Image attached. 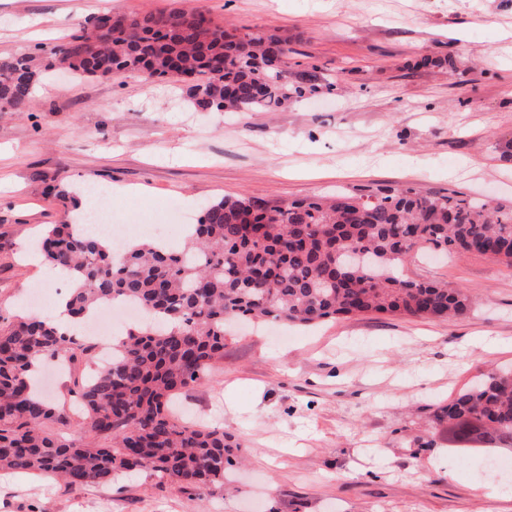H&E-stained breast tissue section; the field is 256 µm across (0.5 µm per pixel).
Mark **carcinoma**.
Returning a JSON list of instances; mask_svg holds the SVG:
<instances>
[{"label":"carcinoma","instance_id":"carcinoma-1","mask_svg":"<svg viewBox=\"0 0 512 512\" xmlns=\"http://www.w3.org/2000/svg\"><path fill=\"white\" fill-rule=\"evenodd\" d=\"M96 15L41 59L0 56V112L28 111L37 85L57 70L74 78L136 73L164 79L179 67L202 112H273L316 93L320 69L290 71L298 36L227 28L202 11ZM180 250L145 242L120 260L69 223L42 238L44 258L76 284L72 316L120 299L150 319L112 344V361L76 378L68 394L85 415L71 441L47 432L70 408L39 395L26 375L35 356L87 364L97 343L37 316L0 325V471L44 473L70 487L150 471L184 489L222 488L239 444L219 428L178 420L169 403L224 359L227 319L313 325L368 314L441 320L466 314L461 289L403 274L415 251L477 254L512 266V208L463 192L409 186L283 203L227 196L203 207ZM456 422V447L474 450L473 426L489 448L512 444V369L459 392L441 408Z\"/></svg>","mask_w":512,"mask_h":512}]
</instances>
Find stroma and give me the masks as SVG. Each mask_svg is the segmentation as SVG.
Returning a JSON list of instances; mask_svg holds the SVG:
<instances>
[{
    "mask_svg": "<svg viewBox=\"0 0 512 512\" xmlns=\"http://www.w3.org/2000/svg\"><path fill=\"white\" fill-rule=\"evenodd\" d=\"M112 9L203 10L298 34L293 70L317 65V95L274 112H199L184 83L138 75L52 78L29 112H0V323L67 290L27 259L83 189L112 187L125 237L205 202H290L411 186L512 207V0H112ZM101 0H0V56L45 54ZM445 56L448 67L432 65ZM415 280L468 292L453 320L372 315L315 327L231 324L224 360L183 389L176 413L219 427L247 458L221 489L141 472L109 484L0 473V512H512L506 475L448 440L434 417L458 392L512 368V267L416 256ZM493 487H486V479Z\"/></svg>",
    "mask_w": 512,
    "mask_h": 512,
    "instance_id": "35a3bbf8",
    "label": "stroma"
}]
</instances>
